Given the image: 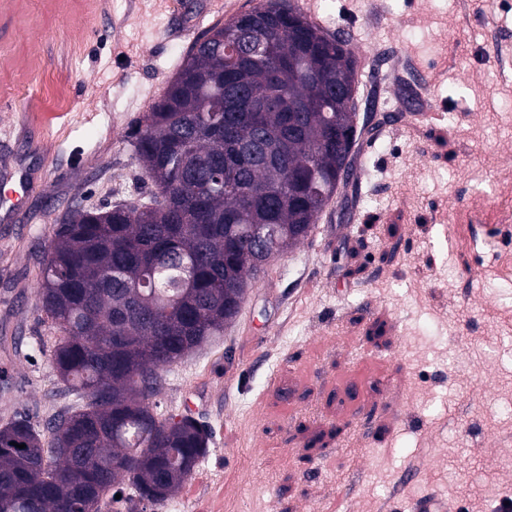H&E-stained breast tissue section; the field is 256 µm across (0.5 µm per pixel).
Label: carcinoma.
Segmentation results:
<instances>
[{
	"label": "carcinoma",
	"mask_w": 512,
	"mask_h": 512,
	"mask_svg": "<svg viewBox=\"0 0 512 512\" xmlns=\"http://www.w3.org/2000/svg\"><path fill=\"white\" fill-rule=\"evenodd\" d=\"M358 84L350 43L292 0L192 42L134 144L149 202L79 204L45 244L37 299L63 336L48 357L86 403L46 435L0 426V512H147L193 476L212 430L159 410L161 373L238 314L260 271L251 227L279 225L273 260L348 178Z\"/></svg>",
	"instance_id": "carcinoma-1"
}]
</instances>
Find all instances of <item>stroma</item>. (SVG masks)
<instances>
[{"label":"stroma","mask_w":512,"mask_h":512,"mask_svg":"<svg viewBox=\"0 0 512 512\" xmlns=\"http://www.w3.org/2000/svg\"><path fill=\"white\" fill-rule=\"evenodd\" d=\"M0 0V423L82 406L44 355L35 289L56 219L152 188L137 128L192 41L260 0ZM352 30L384 104L309 236L260 273L221 340L163 373L213 431L180 512H454L512 498V0H311ZM425 116L394 120L397 102ZM456 120H449V112ZM359 381L358 397L344 389ZM31 184L21 173L14 182V188L7 192L6 196L1 197V207L9 203V210H17L23 204L30 191ZM408 512H450L448 503L432 495H421L410 498L405 506Z\"/></svg>","instance_id":"obj_1"}]
</instances>
